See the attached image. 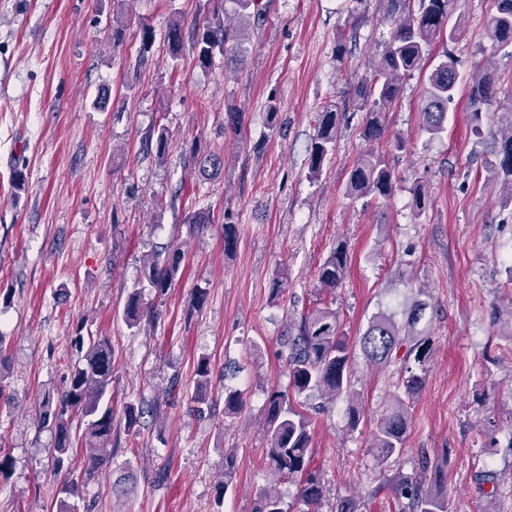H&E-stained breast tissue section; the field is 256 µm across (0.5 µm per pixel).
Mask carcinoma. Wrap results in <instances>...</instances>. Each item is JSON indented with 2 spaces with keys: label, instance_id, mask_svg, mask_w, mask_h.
<instances>
[{
  "label": "carcinoma",
  "instance_id": "obj_1",
  "mask_svg": "<svg viewBox=\"0 0 512 512\" xmlns=\"http://www.w3.org/2000/svg\"><path fill=\"white\" fill-rule=\"evenodd\" d=\"M241 25H229L220 16L196 30L191 50L197 63L207 67L215 54L232 51L238 62L246 56L244 46L246 25L250 21L264 22L261 0H234ZM495 13L487 30V38L497 49L512 48V0H494ZM383 15L390 21L392 31L373 65L370 78L356 87L359 107L366 112L363 136L369 143L380 141L385 134V116L398 99L404 80L423 67L432 44L438 39L451 43L461 30V21H451L455 0H380ZM171 61H178L185 48L183 28L179 20L171 22L165 34ZM426 95L421 105L422 131L434 137L445 131L448 104L459 89L457 60L449 51L426 76ZM498 79L488 66L472 77L467 85L466 99L471 121L478 123L482 112L496 97ZM340 113L328 108L319 114L317 133L308 154V169L317 174L335 148ZM495 153L497 161L492 173L500 183L501 199L512 203V109L503 113ZM145 146L160 162L168 157V136L163 128L145 138ZM395 176L385 158L370 149L352 163L345 185L347 196L358 199L374 196L383 200L393 193ZM224 252L237 247L236 224L224 218ZM184 255L178 248L167 255L151 256L144 263L143 281L161 297L172 288L181 268ZM349 265V252L343 243L334 247L319 265L317 283L332 293L342 283ZM429 304L413 300L404 309L402 322L386 314L374 316L358 338V344L340 331L336 309L327 301L312 308L303 316L295 335L288 337V378L292 395L278 390L267 393L264 405L269 470L281 483L296 486V500L302 508L297 512H317L324 494L320 473L312 467L311 420L298 408L293 398L318 392L335 401L354 395L355 350H360L370 363L379 366L398 365L395 391L380 418L376 420L370 449L378 463L389 466L392 459L404 451V441L412 422L414 404L421 393L429 371L433 346L426 321ZM153 305L144 302L142 289L128 293L123 306V318L129 328H137L144 320L154 318ZM78 363L69 376L61 400H43L39 416L41 424L55 429V471L60 476L55 499L56 512H81V485L70 478L71 453L82 451L86 474L98 472L109 462L106 448L112 443L114 409L112 407V373L114 356L112 344L106 337L88 339L75 337ZM9 351L6 337L0 335V395L9 376ZM211 365L201 358L196 366V379L191 399L205 402L211 382ZM244 394L224 388V406L228 414L244 407ZM122 414L127 434L139 432L144 406L127 402ZM232 455H227L224 478L216 488L217 500H223L234 476ZM435 487L428 488L410 477L399 479L392 491L408 500L409 512H451L445 476L448 474V449L438 452L434 468ZM255 512H286L283 497L276 488L261 491Z\"/></svg>",
  "mask_w": 512,
  "mask_h": 512
}]
</instances>
